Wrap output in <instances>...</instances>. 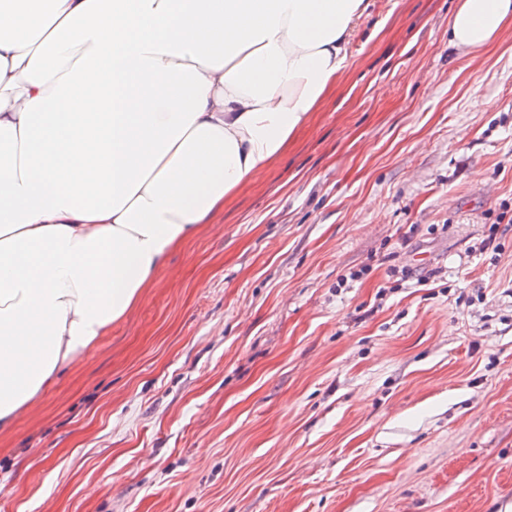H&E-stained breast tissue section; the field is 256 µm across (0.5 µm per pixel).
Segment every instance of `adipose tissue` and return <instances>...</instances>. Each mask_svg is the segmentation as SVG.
<instances>
[{
  "mask_svg": "<svg viewBox=\"0 0 512 512\" xmlns=\"http://www.w3.org/2000/svg\"><path fill=\"white\" fill-rule=\"evenodd\" d=\"M366 0H0V428L336 84ZM512 0H459L476 52Z\"/></svg>",
  "mask_w": 512,
  "mask_h": 512,
  "instance_id": "ef3b65f1",
  "label": "adipose tissue"
}]
</instances>
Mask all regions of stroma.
<instances>
[{
  "mask_svg": "<svg viewBox=\"0 0 512 512\" xmlns=\"http://www.w3.org/2000/svg\"><path fill=\"white\" fill-rule=\"evenodd\" d=\"M456 5L372 0L221 228L0 431V512L512 505V226L473 250L512 216V31L457 49Z\"/></svg>",
  "mask_w": 512,
  "mask_h": 512,
  "instance_id": "35a3bbf8",
  "label": "stroma"
}]
</instances>
